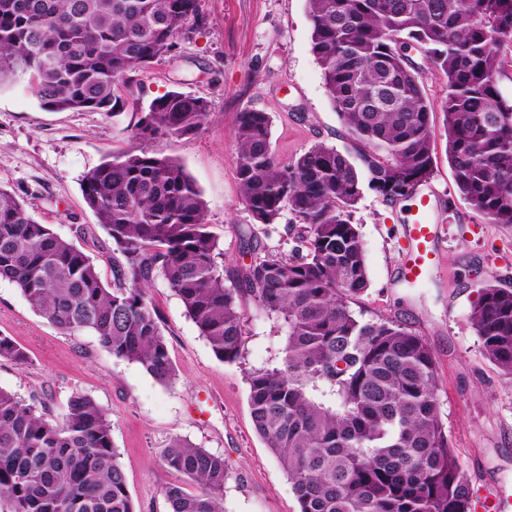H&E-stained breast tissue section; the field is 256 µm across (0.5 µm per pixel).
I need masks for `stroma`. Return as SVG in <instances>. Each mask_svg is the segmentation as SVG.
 <instances>
[{
	"instance_id": "1",
	"label": "stroma",
	"mask_w": 512,
	"mask_h": 512,
	"mask_svg": "<svg viewBox=\"0 0 512 512\" xmlns=\"http://www.w3.org/2000/svg\"><path fill=\"white\" fill-rule=\"evenodd\" d=\"M206 17L171 54L136 75L127 102L148 105L175 90L206 98L202 128L157 149L178 159L206 202L205 222L225 267L288 256L295 217L256 223L240 200L231 129L240 112L272 119L271 145L281 162L318 142L344 149L345 131L311 51L306 0H201ZM131 112H50L40 108L29 78L0 86V188L23 202L95 261L113 283L111 238L86 206L81 179L112 151L127 147ZM442 113L434 115L435 170L424 191L439 211L436 262L422 285L399 275L408 248L405 226L414 200L387 203L364 190L352 222L361 235L368 287L352 305L367 319L403 323L431 347L439 376V412L448 440L474 488L472 512H496L493 496L512 497V379L486 358L469 315L486 283L512 288V224H490L459 196L446 154ZM150 296L163 317L176 370L168 384L141 364L112 357L89 332L62 333L34 312L17 287L0 281V336L22 348L25 364L0 359V388L22 398L40 395L37 412L54 416L73 392L108 410L112 442L138 512H168L163 486L183 482L162 452L180 437L224 456L232 477L224 512H299L280 463L257 434L249 406V369L279 365L285 345L280 322L244 298L248 333L240 361L213 354L163 279Z\"/></svg>"
}]
</instances>
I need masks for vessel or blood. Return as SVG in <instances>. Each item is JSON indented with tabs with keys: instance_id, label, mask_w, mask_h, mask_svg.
<instances>
[{
	"instance_id": "1",
	"label": "vessel or blood",
	"mask_w": 512,
	"mask_h": 512,
	"mask_svg": "<svg viewBox=\"0 0 512 512\" xmlns=\"http://www.w3.org/2000/svg\"><path fill=\"white\" fill-rule=\"evenodd\" d=\"M434 209L431 196L420 194L414 222L405 228L412 246L405 254L399 272L406 282L414 283L426 278L432 266L438 226L428 221L427 215Z\"/></svg>"
}]
</instances>
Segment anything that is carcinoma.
Instances as JSON below:
<instances>
[{"instance_id": "1", "label": "carcinoma", "mask_w": 512, "mask_h": 512, "mask_svg": "<svg viewBox=\"0 0 512 512\" xmlns=\"http://www.w3.org/2000/svg\"><path fill=\"white\" fill-rule=\"evenodd\" d=\"M311 50L349 139L289 163L271 146L269 113L232 131L241 201L259 224L283 208L298 223L287 257L227 271L195 182L154 142L194 133L210 102L168 91L128 124L129 146L82 178V194L120 254L114 287L83 250L32 220L0 188V280L65 334L89 331L156 381L175 376L149 287L161 277L225 363L242 357L244 296L286 328L280 365L247 374L258 435L280 462L299 512H471L473 490L439 414L426 341L401 323L365 320L350 303L368 286L352 224L363 185L409 198L433 174L434 105L402 54L423 48L446 78L441 111L459 195L490 224H512V0H307ZM204 21L200 0H0V85L29 76L42 109L123 113L133 74L172 53ZM470 321L488 360L512 377V289H480ZM0 358L26 353L0 336ZM162 487L169 512H224V456L175 437ZM0 512H136L107 411L75 392L47 419L0 388Z\"/></svg>"}]
</instances>
